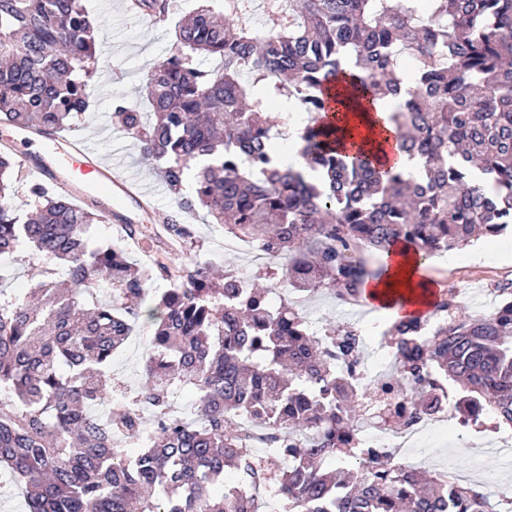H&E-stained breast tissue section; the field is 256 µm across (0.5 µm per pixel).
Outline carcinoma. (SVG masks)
I'll use <instances>...</instances> for the list:
<instances>
[{"label":"carcinoma","instance_id":"carcinoma-1","mask_svg":"<svg viewBox=\"0 0 512 512\" xmlns=\"http://www.w3.org/2000/svg\"><path fill=\"white\" fill-rule=\"evenodd\" d=\"M239 4L178 24L144 77L148 115L112 102L178 196L171 234L192 240L183 214L202 208L276 263L278 283L347 302L385 274L367 251L427 258L512 226V0H261V32ZM134 8L160 21L170 3ZM101 27L83 0H0V121L75 126ZM388 96L402 101L380 115ZM273 100L305 113L294 164L275 148L286 122ZM363 108L417 172L380 161L367 138L340 147ZM16 173L1 152L0 255L29 247L42 266L27 292L0 288V495L23 489L27 512H258L272 485L284 512H512V489L494 498L454 474L422 477L363 447L358 429L367 398L417 424L445 381L470 404L461 427L512 429L511 285L486 316L460 312L450 287L431 315L392 322L396 374L359 385L364 350L346 324L318 336L272 305L273 287L216 279L198 260L154 292L166 267L90 246L99 202L36 182L18 205ZM102 281L109 298L90 301ZM139 325L153 327L145 379L114 403L112 356ZM183 388L199 394L189 415L173 410ZM129 439L142 443L132 458Z\"/></svg>","mask_w":512,"mask_h":512}]
</instances>
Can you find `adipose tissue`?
Wrapping results in <instances>:
<instances>
[{"instance_id":"1","label":"adipose tissue","mask_w":512,"mask_h":512,"mask_svg":"<svg viewBox=\"0 0 512 512\" xmlns=\"http://www.w3.org/2000/svg\"><path fill=\"white\" fill-rule=\"evenodd\" d=\"M386 277L367 281L363 293L377 303L379 312L399 319L428 307L436 293L422 260L403 247H396L382 258Z\"/></svg>"}]
</instances>
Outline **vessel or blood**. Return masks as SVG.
Returning <instances> with one entry per match:
<instances>
[{
    "label": "vessel or blood",
    "instance_id": "obj_1",
    "mask_svg": "<svg viewBox=\"0 0 512 512\" xmlns=\"http://www.w3.org/2000/svg\"><path fill=\"white\" fill-rule=\"evenodd\" d=\"M63 144L61 165L33 164V171L42 181L78 200L96 191L124 196L143 208L149 205L152 190L148 185L134 176L120 173L117 167L103 165L96 153L79 141L67 138Z\"/></svg>",
    "mask_w": 512,
    "mask_h": 512
}]
</instances>
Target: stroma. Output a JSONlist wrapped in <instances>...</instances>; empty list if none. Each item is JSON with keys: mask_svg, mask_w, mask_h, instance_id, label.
Instances as JSON below:
<instances>
[{"mask_svg": "<svg viewBox=\"0 0 512 512\" xmlns=\"http://www.w3.org/2000/svg\"><path fill=\"white\" fill-rule=\"evenodd\" d=\"M130 2L85 0L92 17L105 19L106 24L100 32L101 49L94 76L96 94L91 110L68 135L86 141L105 163L119 165L124 172L137 175L152 186L154 206L171 216L178 209L176 198L168 191L152 161L144 158L134 141L111 120V102L119 96L136 110L148 111L143 76L154 63L170 54L176 21L199 7L201 0H170L172 14L165 22L134 16L128 9ZM108 208V221L93 228L96 237L112 241L138 264L166 265L171 274L189 264L190 255L182 241L172 236L166 225L154 223L132 201L115 199L109 202ZM186 222L196 236L201 259L212 261L218 271H247L249 280L264 284V262L253 248L225 249L223 227L205 223L202 213L187 216ZM132 225L144 232L146 242L131 240L128 228ZM425 265L438 289H456L463 311L472 315L488 314L501 302V288L512 283V231L433 256ZM291 301L316 331L329 324L364 321L375 316L374 310L341 303L326 291L301 293L292 296ZM150 334V328H142L113 359L112 373L124 386L137 387L143 379L142 354ZM481 438L483 447L493 449V456H484L481 447L459 441L455 425L429 430L422 438L421 453L415 457L414 464L432 473L447 471L473 482L479 481L483 470L490 465L500 485H512V450L498 451L499 436L492 431H484Z\"/></svg>", "mask_w": 512, "mask_h": 512, "instance_id": "stroma-1", "label": "stroma"}]
</instances>
